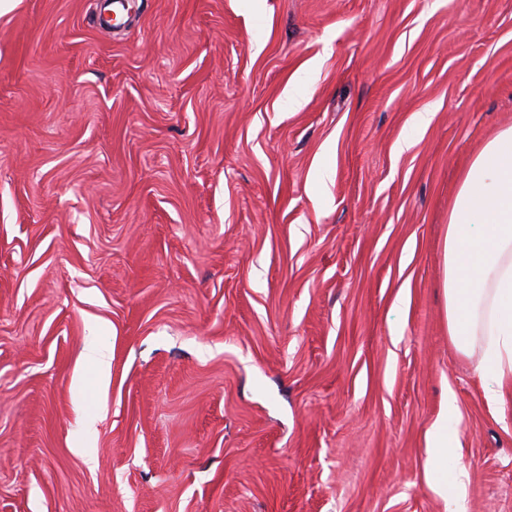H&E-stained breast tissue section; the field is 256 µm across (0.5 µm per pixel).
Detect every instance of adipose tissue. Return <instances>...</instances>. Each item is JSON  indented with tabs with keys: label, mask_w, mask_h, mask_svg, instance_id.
<instances>
[{
	"label": "adipose tissue",
	"mask_w": 512,
	"mask_h": 512,
	"mask_svg": "<svg viewBox=\"0 0 512 512\" xmlns=\"http://www.w3.org/2000/svg\"><path fill=\"white\" fill-rule=\"evenodd\" d=\"M448 338L464 355L481 348L476 368L490 404L512 386V126L496 132L471 160L448 214L442 243ZM459 409L445 396L438 419L426 432L429 487L465 512L462 447L448 423Z\"/></svg>",
	"instance_id": "obj_1"
}]
</instances>
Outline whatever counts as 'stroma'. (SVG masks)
<instances>
[{
    "label": "stroma",
    "instance_id": "1",
    "mask_svg": "<svg viewBox=\"0 0 512 512\" xmlns=\"http://www.w3.org/2000/svg\"><path fill=\"white\" fill-rule=\"evenodd\" d=\"M126 6L0 10V512H446L450 389L467 512H512L441 250L512 0ZM459 409L453 390H448L438 419L426 432V477L429 487L448 503V512H466V492L460 466L462 448L457 433L451 432L448 421L457 418Z\"/></svg>",
    "mask_w": 512,
    "mask_h": 512
}]
</instances>
